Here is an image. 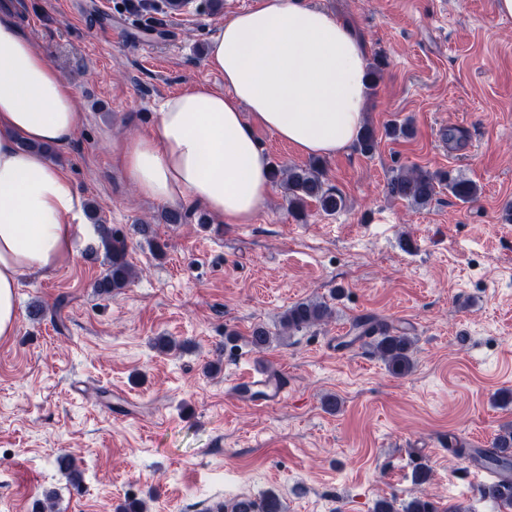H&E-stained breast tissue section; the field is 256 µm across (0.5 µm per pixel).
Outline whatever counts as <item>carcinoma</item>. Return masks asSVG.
Masks as SVG:
<instances>
[{
    "label": "carcinoma",
    "mask_w": 512,
    "mask_h": 512,
    "mask_svg": "<svg viewBox=\"0 0 512 512\" xmlns=\"http://www.w3.org/2000/svg\"><path fill=\"white\" fill-rule=\"evenodd\" d=\"M378 147V133L367 124L357 139V150L365 155H372ZM273 183L287 191L288 212L298 219L307 217V207L316 203L320 211L333 215L344 206V198L335 188L326 184L323 167L313 162L305 167L279 166L271 167ZM448 187L454 197L464 203L477 199L480 189L477 184L463 177L452 178L447 174L431 172L420 168H399L387 180V195L406 201L412 206L423 207L429 204L441 186ZM101 241L106 250L107 268L96 280L94 288L105 296L116 294L128 287L135 278L134 269L128 260V243L124 233L108 224L99 225ZM137 233L151 247L154 256L165 255L167 243L158 240L153 225L141 223L136 225ZM333 310L323 301H301L290 307L281 317L280 326L283 331L298 332L328 321ZM377 320L369 319L355 324L358 335L371 339L375 353L383 360L388 370L398 376L407 374L413 367V339L404 333L376 332ZM270 332L262 327L253 328L250 333V344L261 351L271 344ZM488 469L498 472H512V425L499 430L492 442V447L479 450ZM483 496L512 506V480L498 482L482 491ZM213 512H282V504L274 494H267L255 501L241 499L230 504H221Z\"/></svg>",
    "instance_id": "obj_1"
}]
</instances>
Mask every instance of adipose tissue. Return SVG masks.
<instances>
[{"label":"adipose tissue","mask_w":512,"mask_h":512,"mask_svg":"<svg viewBox=\"0 0 512 512\" xmlns=\"http://www.w3.org/2000/svg\"><path fill=\"white\" fill-rule=\"evenodd\" d=\"M205 62L223 74V90L197 86L165 99L150 133L115 147L144 198L190 201L223 223H252L272 189L256 128L328 158L347 151L365 121V45L310 0H259L232 14ZM81 125L48 52L0 8V339L15 333L21 276L54 270L72 252L82 198L46 152L67 146Z\"/></svg>","instance_id":"adipose-tissue-1"}]
</instances>
